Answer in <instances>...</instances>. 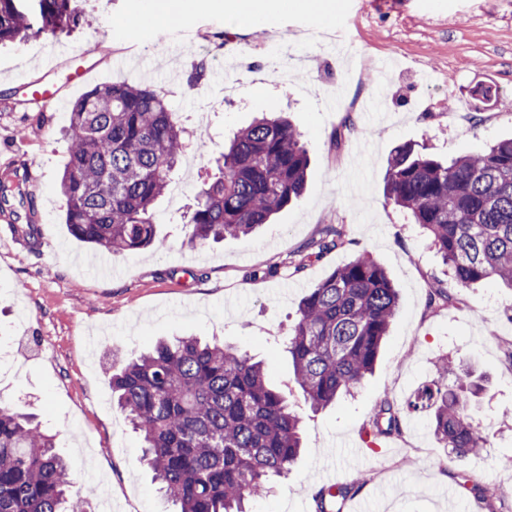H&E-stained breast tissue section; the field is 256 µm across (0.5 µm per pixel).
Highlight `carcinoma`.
Segmentation results:
<instances>
[{
	"label": "carcinoma",
	"instance_id": "cac0c4a2",
	"mask_svg": "<svg viewBox=\"0 0 512 512\" xmlns=\"http://www.w3.org/2000/svg\"><path fill=\"white\" fill-rule=\"evenodd\" d=\"M72 0H0V43L78 23ZM67 162L60 181L65 224L97 249L157 251L154 207L186 148L185 128L163 96L143 86H96L71 104ZM309 158L287 119L262 117L236 133L219 174L190 209V243L245 236L298 198ZM14 171L0 176V215L37 241L32 201ZM385 198L427 230L448 264V286L429 306L461 303V291L486 280L512 289V139L447 163L396 148ZM25 223H20V219ZM399 302L386 271L367 255L333 270L302 299L283 339L295 384L318 411L363 385L377 363ZM113 401L143 440L142 459L175 512H247L245 503L288 474L302 450V418L272 387L265 366L230 344L188 336L158 340L135 358L113 353ZM450 386H426L412 407L431 413L436 440L456 456L487 440L470 421L464 395L481 390L467 369L444 363ZM401 432L392 402H378L366 433ZM323 489L316 512H333L362 483ZM88 490L71 491L54 438L28 414L0 402V512H90Z\"/></svg>",
	"mask_w": 512,
	"mask_h": 512
}]
</instances>
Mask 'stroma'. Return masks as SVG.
I'll list each match as a JSON object with an SVG mask.
<instances>
[{
  "instance_id": "obj_1",
  "label": "stroma",
  "mask_w": 512,
  "mask_h": 512,
  "mask_svg": "<svg viewBox=\"0 0 512 512\" xmlns=\"http://www.w3.org/2000/svg\"><path fill=\"white\" fill-rule=\"evenodd\" d=\"M148 0H73V31L0 45V170L23 167L41 228L38 246L0 247V400L38 415L55 436L75 486L105 481L112 512H167L141 464V439L112 405L113 347L135 356L160 337L217 339L262 360L270 383L303 420L305 451L288 478L250 512H314L323 470L337 483L364 481L340 512H512V291L488 281L464 305L434 310L429 294L448 267L425 232L388 204L389 160L406 143L441 159L512 138V0H333L326 25L307 12L269 11L239 31L224 0H197L178 27L131 35ZM56 54L59 105L30 100ZM263 75L226 74L238 56ZM205 75L189 78L195 66ZM91 86L149 83L178 113L188 147L170 175L180 196L157 203L167 247L104 252L72 237L59 184L76 69ZM494 86L489 104L475 93ZM380 98L375 125L360 104ZM289 113L310 166L303 196L248 236L190 244L187 215L214 160L264 113ZM342 243L314 257L317 242ZM365 254L400 294L379 364L355 396L311 410L293 381L282 335L304 295L334 269ZM472 369L485 387L468 414L487 439L481 452L449 455L425 414L407 403L439 381L441 359ZM401 410L403 434L352 458L374 404ZM436 463H429L427 455ZM480 475L478 498L462 475Z\"/></svg>"
}]
</instances>
